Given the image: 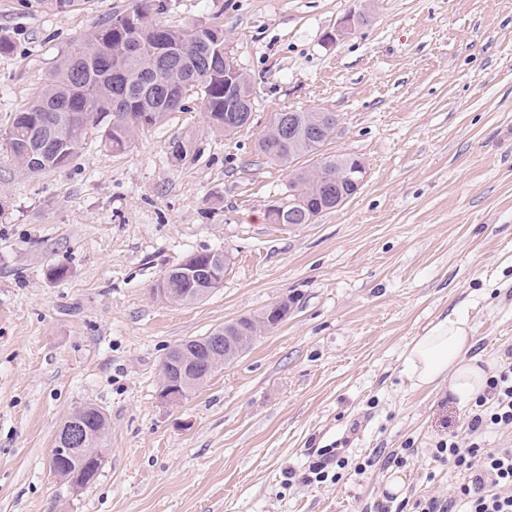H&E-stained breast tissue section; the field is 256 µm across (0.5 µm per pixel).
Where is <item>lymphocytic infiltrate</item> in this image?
Returning a JSON list of instances; mask_svg holds the SVG:
<instances>
[{
	"mask_svg": "<svg viewBox=\"0 0 512 512\" xmlns=\"http://www.w3.org/2000/svg\"><path fill=\"white\" fill-rule=\"evenodd\" d=\"M512 429V366L491 375L466 417V442L457 435L438 441L436 462L458 472L462 480L451 497L417 498L409 512H454L464 503L467 512H512V448H486L484 435Z\"/></svg>",
	"mask_w": 512,
	"mask_h": 512,
	"instance_id": "lymphocytic-infiltrate-1",
	"label": "lymphocytic infiltrate"
}]
</instances>
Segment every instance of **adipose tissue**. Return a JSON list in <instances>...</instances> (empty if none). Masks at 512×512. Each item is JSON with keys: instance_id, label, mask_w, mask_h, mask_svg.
<instances>
[{"instance_id": "adipose-tissue-1", "label": "adipose tissue", "mask_w": 512, "mask_h": 512, "mask_svg": "<svg viewBox=\"0 0 512 512\" xmlns=\"http://www.w3.org/2000/svg\"><path fill=\"white\" fill-rule=\"evenodd\" d=\"M474 348L466 320L443 317L413 337L404 352L403 372L416 386L431 388L444 382L453 396L476 398L485 389L486 373Z\"/></svg>"}]
</instances>
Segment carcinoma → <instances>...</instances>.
Instances as JSON below:
<instances>
[{"label": "carcinoma", "mask_w": 512, "mask_h": 512, "mask_svg": "<svg viewBox=\"0 0 512 512\" xmlns=\"http://www.w3.org/2000/svg\"><path fill=\"white\" fill-rule=\"evenodd\" d=\"M159 0H133L130 9L99 23L94 42L78 40L62 57L41 91L16 114L5 130L13 159H25L19 118L25 112H44L56 141V153L41 158L38 169L47 172L69 165L85 143L91 114L123 113L116 124L103 131L105 146L114 151L129 147L135 134L153 127L171 112L184 110L185 98L194 93L216 131L230 135L248 124L249 112L237 113L233 126H224V115L234 110V99L252 95L248 77L238 75L240 93L224 90V29L218 24H192L173 29L154 20ZM334 112L303 111L293 129H281L269 121L257 141L258 154L288 172V199L295 201L296 223L306 213L328 210L349 196L348 184L340 178L344 155H320L321 148L336 133ZM164 285L179 304L198 301V277L189 278L182 268L164 274ZM268 310L230 322V330L255 332ZM98 408L84 405L73 412L91 436L85 440L86 463L82 475L90 484L100 467H92L93 449L108 440L109 427L100 423Z\"/></svg>", "instance_id": "cac0c4a2"}]
</instances>
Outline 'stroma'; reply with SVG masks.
I'll return each instance as SVG.
<instances>
[{
	"label": "stroma",
	"instance_id": "1",
	"mask_svg": "<svg viewBox=\"0 0 512 512\" xmlns=\"http://www.w3.org/2000/svg\"><path fill=\"white\" fill-rule=\"evenodd\" d=\"M161 2L164 25L223 26L252 122L216 133L192 95L126 150L94 126L71 164L35 175L0 139V512H366L395 475L403 497H449L458 475L431 450L470 403L413 387L403 355L460 315L486 373L512 365V0ZM131 4L0 0V130ZM353 12L365 23L328 41ZM284 109L338 114L325 153L368 167L310 224L265 216L288 174L255 142ZM216 250L231 262L204 300L154 295L188 254ZM283 300L277 328L180 403L159 400L172 347ZM85 404L107 415L110 452L76 493L50 457ZM404 446L407 465H382ZM326 448L349 461L340 480L302 484Z\"/></svg>",
	"mask_w": 512,
	"mask_h": 512
}]
</instances>
